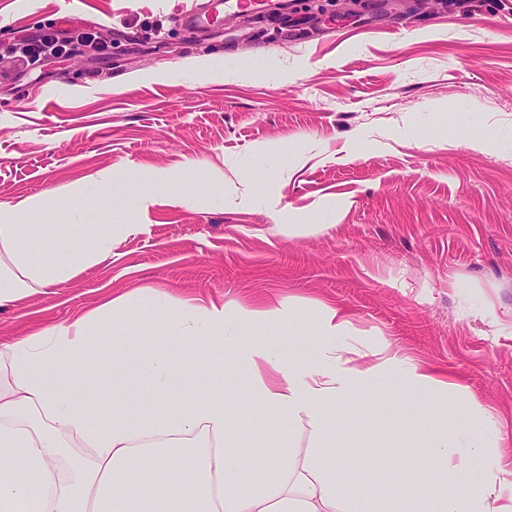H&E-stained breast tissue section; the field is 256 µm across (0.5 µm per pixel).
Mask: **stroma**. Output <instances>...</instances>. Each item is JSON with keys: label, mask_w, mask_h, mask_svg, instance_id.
I'll list each match as a JSON object with an SVG mask.
<instances>
[{"label": "stroma", "mask_w": 512, "mask_h": 512, "mask_svg": "<svg viewBox=\"0 0 512 512\" xmlns=\"http://www.w3.org/2000/svg\"><path fill=\"white\" fill-rule=\"evenodd\" d=\"M203 0H0V203L28 224H133L112 255L60 288L0 309V339L68 321L103 299L272 310L245 326L284 352L320 343L322 307L344 337L389 341L467 396L436 424L512 448V0H370L349 18L297 11L191 35ZM53 28L103 53L18 60ZM162 186L148 192L150 180ZM144 207H136L141 196ZM167 317L133 307L98 342L127 352ZM401 373L327 408L336 479L417 480L422 429Z\"/></svg>", "instance_id": "1"}]
</instances>
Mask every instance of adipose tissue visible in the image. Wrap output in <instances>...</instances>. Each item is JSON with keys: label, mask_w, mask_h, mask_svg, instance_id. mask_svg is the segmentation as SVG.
Returning <instances> with one entry per match:
<instances>
[{"label": "adipose tissue", "mask_w": 512, "mask_h": 512, "mask_svg": "<svg viewBox=\"0 0 512 512\" xmlns=\"http://www.w3.org/2000/svg\"><path fill=\"white\" fill-rule=\"evenodd\" d=\"M129 224H89L82 246L55 236L52 225L23 224L0 203V307L44 288L68 283L106 260ZM152 305L173 312L166 336L136 360H101L98 376L82 383L51 381L50 369L77 366L98 347L95 330L105 316H124L133 299L120 295L71 320L35 328L0 343V512H337L345 497L350 512H512V464L485 453V439L470 428L422 421L430 472L389 497L367 490L344 495L336 468L322 451L332 430L325 409L351 393L378 388L402 372L419 399L447 407L449 389L432 368L378 340L337 346L349 326L342 309L326 307L317 323L325 341L313 366L284 360L275 345L244 342L227 334L224 307L142 291ZM197 350L207 381L204 400L178 391V349ZM121 393L105 411L94 405L99 388ZM246 393L266 410L277 429L262 461L245 447L252 440L233 404ZM136 404L148 416L134 421ZM306 421L312 448L292 446L294 422ZM90 449L88 460L68 456L67 443ZM489 471L478 487L476 470Z\"/></svg>", "instance_id": "obj_1"}]
</instances>
